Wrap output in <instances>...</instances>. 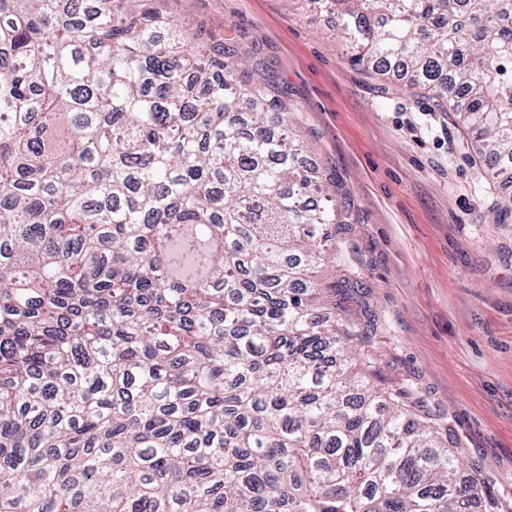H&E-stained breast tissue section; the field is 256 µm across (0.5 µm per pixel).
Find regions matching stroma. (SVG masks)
<instances>
[{
  "label": "stroma",
  "instance_id": "35a3bbf8",
  "mask_svg": "<svg viewBox=\"0 0 512 512\" xmlns=\"http://www.w3.org/2000/svg\"><path fill=\"white\" fill-rule=\"evenodd\" d=\"M185 27L234 29L295 105L306 163L353 208L346 241L361 288L357 324L373 380L407 393L487 490L512 512V222L478 151L403 80L351 67L330 17L289 0H162Z\"/></svg>",
  "mask_w": 512,
  "mask_h": 512
}]
</instances>
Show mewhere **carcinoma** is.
<instances>
[{"label": "carcinoma", "instance_id": "carcinoma-1", "mask_svg": "<svg viewBox=\"0 0 512 512\" xmlns=\"http://www.w3.org/2000/svg\"><path fill=\"white\" fill-rule=\"evenodd\" d=\"M155 2L0 0V512H497L328 355L358 272L286 92ZM297 2L512 165V0Z\"/></svg>", "mask_w": 512, "mask_h": 512}]
</instances>
